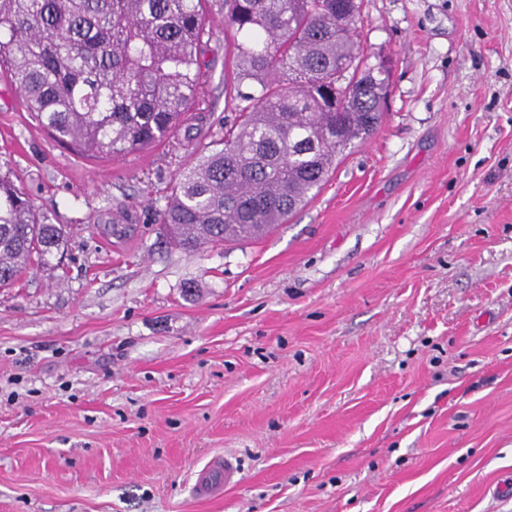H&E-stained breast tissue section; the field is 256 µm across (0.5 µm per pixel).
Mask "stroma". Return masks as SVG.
I'll list each match as a JSON object with an SVG mask.
<instances>
[{
	"label": "stroma",
	"mask_w": 512,
	"mask_h": 512,
	"mask_svg": "<svg viewBox=\"0 0 512 512\" xmlns=\"http://www.w3.org/2000/svg\"><path fill=\"white\" fill-rule=\"evenodd\" d=\"M209 9L189 118L140 151L58 144L0 76V172L67 231L0 288V512H512V0H362L378 130L192 252L160 213L238 105ZM237 471L231 460L224 456V463L215 460L202 470L197 478L195 487L200 495H210L224 484L230 486L236 482Z\"/></svg>",
	"instance_id": "35a3bbf8"
}]
</instances>
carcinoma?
Masks as SVG:
<instances>
[{
	"label": "carcinoma",
	"instance_id": "cac0c4a2",
	"mask_svg": "<svg viewBox=\"0 0 512 512\" xmlns=\"http://www.w3.org/2000/svg\"><path fill=\"white\" fill-rule=\"evenodd\" d=\"M361 0H224V87L244 102L160 212L188 250L258 239L378 129L390 74L369 63ZM206 0H0V70L58 143L119 157L168 137L202 85ZM65 242L0 176V288Z\"/></svg>",
	"mask_w": 512,
	"mask_h": 512
}]
</instances>
